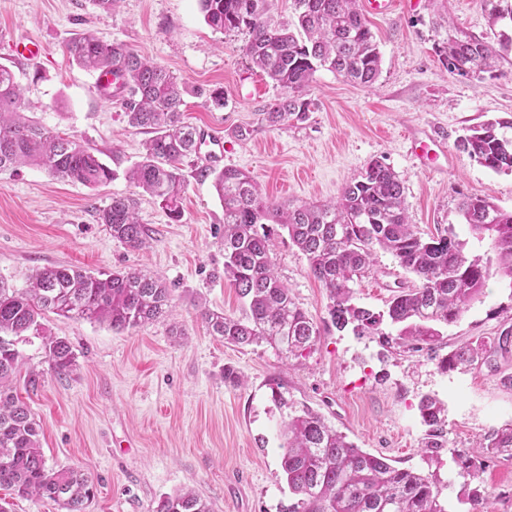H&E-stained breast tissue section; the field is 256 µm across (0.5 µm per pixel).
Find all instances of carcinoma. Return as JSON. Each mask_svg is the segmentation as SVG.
Wrapping results in <instances>:
<instances>
[{
  "label": "carcinoma",
  "mask_w": 512,
  "mask_h": 512,
  "mask_svg": "<svg viewBox=\"0 0 512 512\" xmlns=\"http://www.w3.org/2000/svg\"><path fill=\"white\" fill-rule=\"evenodd\" d=\"M266 0H200L204 20L220 32L245 35L242 51L283 90L266 112L271 126L302 121L310 111L308 94L315 73L325 69L359 85H372L380 74L381 55L359 0H293L296 33L273 21ZM491 26H501L498 45L472 35L450 34L438 48L448 72L482 78L494 74L512 51V0H482ZM64 53L90 74L109 71L122 80L128 124L148 134L141 160L127 172L129 182L159 202L173 221L180 220L187 180L181 168L195 153L196 129L184 121V97H206L224 106V91H206L181 82L164 66L141 57L121 42H108L85 31ZM23 89L14 73L0 67V173L36 166L52 176L97 188L112 180V169L98 150L73 136L52 130L20 112ZM458 146L494 172H512V120H487L468 129ZM212 187L224 207V276L247 305L232 317L204 309L201 316L212 335L224 343L249 346L262 342L290 357L311 352L321 331L294 302L290 289L275 275L270 237L275 223L306 257L310 273L329 293V316L338 330L375 336L383 346L402 353L424 349L446 372L472 367L509 342V333L463 344L445 355L442 329L457 322L495 277L512 284V211L486 198L464 197L457 211L491 253L471 256L465 242L449 232L427 239L408 223L404 187L396 173L379 161L344 187L340 198L323 204L290 207L268 201L244 171H212ZM98 223L126 246H147L134 195H115L98 211ZM388 251L417 285L398 291L382 310L354 302L350 284L365 277L375 247ZM170 312V289L161 280L136 270L104 278L67 266L35 271L29 286L18 290L0 281V489L22 498L50 499L64 512H85L95 497L94 482L74 468L46 466L39 423L29 406L14 394L22 355L15 338L44 337V352L58 374L73 370L69 342L47 333L38 318L46 313L74 320L106 323L124 331L157 321ZM427 427V448L441 447L444 405L430 395L418 405ZM283 434L287 448L281 469L292 498L280 512H448L445 484L437 472L393 465L347 440L325 417L306 405L290 406ZM478 447L490 455L512 450V424L485 435ZM462 479L458 497L465 512H486L481 490L482 467L465 451L454 454ZM155 512H212L210 503L191 490L163 497Z\"/></svg>",
  "instance_id": "1"
}]
</instances>
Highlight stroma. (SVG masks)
Segmentation results:
<instances>
[{
	"mask_svg": "<svg viewBox=\"0 0 512 512\" xmlns=\"http://www.w3.org/2000/svg\"><path fill=\"white\" fill-rule=\"evenodd\" d=\"M369 26L382 58L377 82L353 85L319 70L307 118L272 126L265 113L281 89L250 68L242 35L206 24L198 0H118L109 12L91 0H0V65L23 86L26 112L99 149L114 172L96 189L38 167L0 174V281L23 289L33 270L69 265L95 275L138 269L170 290L169 317L121 332L46 314L43 326L75 354L69 374L49 366L40 337L18 343L26 364L15 392L41 424L47 466L75 467L94 480L86 512H155L161 497L182 489L194 490L213 512H280L289 497L280 461L290 401L319 411L370 453L438 470L451 484L452 502L462 490L453 452L512 422V387L501 383L512 375V344L491 364L444 373L427 352L400 356L376 338L338 330L326 289L279 228L271 237L275 272L318 324L314 350L291 359L265 343L240 348L211 336L200 307L238 318L244 304L224 278V209L194 158L182 163L188 184L180 222L139 196L146 249L112 239L96 221L112 196L134 193L126 172L140 160L145 136L128 126L121 103L104 100L92 75L69 62L64 47L84 30L127 44L188 84L223 89L220 108L187 97L185 120L221 128L225 166L249 172L269 200L296 206L335 199L378 160L401 180L415 231L426 238L450 229L469 254H485L489 241L471 235L456 205L486 197L512 210V173L482 166L457 141L484 120L512 118V55L493 77L448 72L437 47L449 32L496 39L480 0H419L416 9L370 19ZM20 36L44 44L36 62L12 55ZM241 127L251 131L247 140L235 135ZM409 130L445 141L448 159L438 171L410 154L403 140ZM414 282L378 248L370 272L353 285L355 301L380 310ZM510 329L512 285L493 278L444 335L454 348ZM228 367L241 385L225 382ZM275 381L285 406L271 397ZM425 395L447 409L439 448L423 445L417 404ZM482 479L489 512H512V451L486 458Z\"/></svg>",
	"mask_w": 512,
	"mask_h": 512,
	"instance_id": "obj_1",
	"label": "stroma"
}]
</instances>
